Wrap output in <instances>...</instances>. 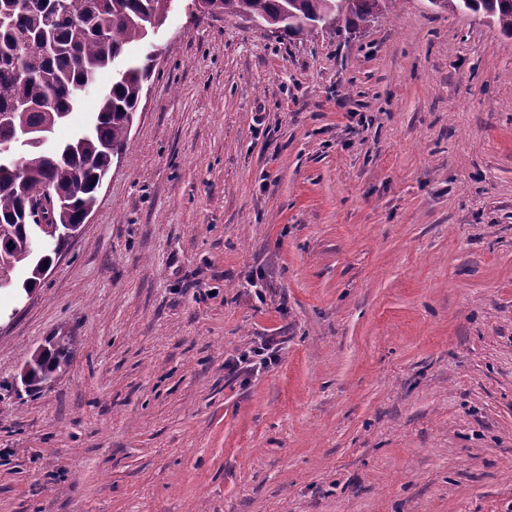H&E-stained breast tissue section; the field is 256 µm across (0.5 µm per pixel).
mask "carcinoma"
I'll list each match as a JSON object with an SVG mask.
<instances>
[{
    "label": "carcinoma",
    "instance_id": "1",
    "mask_svg": "<svg viewBox=\"0 0 512 512\" xmlns=\"http://www.w3.org/2000/svg\"><path fill=\"white\" fill-rule=\"evenodd\" d=\"M172 0H0V145H14V164H0V283L37 288L42 280L33 251L43 220L65 228L94 210L98 188L123 153L152 58L128 55L167 19ZM211 15L253 19L285 36L338 33L381 17L392 0H192ZM438 8L491 18L512 36V0H439ZM112 70L86 128L50 152L40 144L65 123L81 93ZM74 338L54 337L32 374L63 373Z\"/></svg>",
    "mask_w": 512,
    "mask_h": 512
}]
</instances>
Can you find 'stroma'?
<instances>
[{
    "label": "stroma",
    "mask_w": 512,
    "mask_h": 512,
    "mask_svg": "<svg viewBox=\"0 0 512 512\" xmlns=\"http://www.w3.org/2000/svg\"><path fill=\"white\" fill-rule=\"evenodd\" d=\"M188 2L89 224L0 291V512H512V37ZM54 344L49 347L48 351L39 358H30L26 361L31 365L33 376H44L47 373H55L57 375L63 373L71 362L73 356L74 338L73 336L61 335L54 336ZM24 363L21 372V382L28 388V370L29 365ZM273 345H278L274 337H266L259 344H256L242 352L232 363L228 365L233 372L241 370L259 371L268 366L275 359ZM276 349H274L275 351Z\"/></svg>",
    "instance_id": "35a3bbf8"
}]
</instances>
